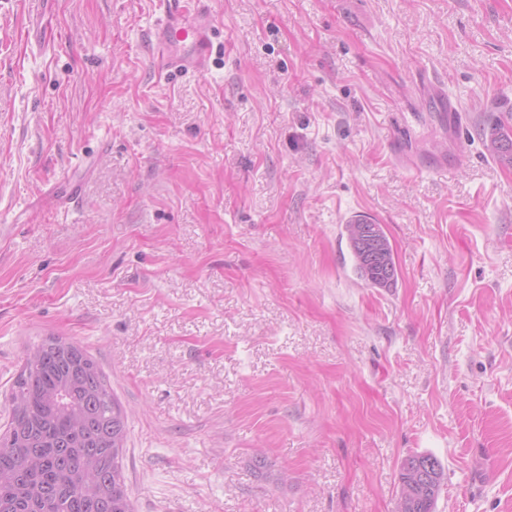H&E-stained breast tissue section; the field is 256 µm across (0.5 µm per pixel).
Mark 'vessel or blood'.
<instances>
[{"mask_svg": "<svg viewBox=\"0 0 512 512\" xmlns=\"http://www.w3.org/2000/svg\"><path fill=\"white\" fill-rule=\"evenodd\" d=\"M154 63L162 73L204 71L213 55V18L204 0H155Z\"/></svg>", "mask_w": 512, "mask_h": 512, "instance_id": "b4317fda", "label": "vessel or blood"}]
</instances>
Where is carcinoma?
<instances>
[{
    "label": "carcinoma",
    "mask_w": 512,
    "mask_h": 512,
    "mask_svg": "<svg viewBox=\"0 0 512 512\" xmlns=\"http://www.w3.org/2000/svg\"><path fill=\"white\" fill-rule=\"evenodd\" d=\"M487 150L512 163V136L490 129ZM368 229L379 254L369 260L353 242ZM357 275L390 288L398 271L383 226L366 219L345 224ZM38 361L24 365L6 398L0 433V512H134L124 472L127 415L98 362L78 341L50 334L34 346ZM444 470L429 454L402 464L399 485L413 484L396 512H434Z\"/></svg>",
    "instance_id": "cac0c4a2"
}]
</instances>
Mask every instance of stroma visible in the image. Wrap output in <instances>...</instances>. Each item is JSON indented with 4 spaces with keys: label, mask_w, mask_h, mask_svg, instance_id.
<instances>
[{
    "label": "stroma",
    "mask_w": 512,
    "mask_h": 512,
    "mask_svg": "<svg viewBox=\"0 0 512 512\" xmlns=\"http://www.w3.org/2000/svg\"><path fill=\"white\" fill-rule=\"evenodd\" d=\"M209 7L208 70L166 76L154 0H42L48 52L0 0V397L85 345L135 512H395L421 453L435 512H512V0ZM501 124L490 129V138L486 145L487 150L499 159L512 163V138L509 134L501 132ZM368 229L371 241L376 242L379 254L372 262L365 250L353 242V229ZM349 248L354 260L357 275L368 285L378 288H391L397 281L398 271L394 260L393 248L383 226L366 219H351L345 224ZM421 458L429 461L432 474L431 479L428 473H423L415 467L416 461ZM444 470L441 463L429 454H414L405 459L399 475L400 497L397 503V512H434L437 497L439 495ZM413 483V492L406 499H401V489L404 484Z\"/></svg>",
    "instance_id": "35a3bbf8"
}]
</instances>
